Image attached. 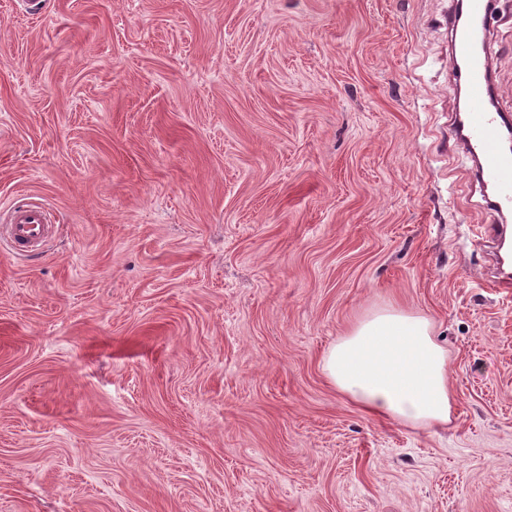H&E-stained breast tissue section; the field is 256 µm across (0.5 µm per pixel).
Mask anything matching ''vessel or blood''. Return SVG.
<instances>
[{
    "label": "vessel or blood",
    "mask_w": 512,
    "mask_h": 512,
    "mask_svg": "<svg viewBox=\"0 0 512 512\" xmlns=\"http://www.w3.org/2000/svg\"><path fill=\"white\" fill-rule=\"evenodd\" d=\"M496 0H464L463 11L448 14V68L463 91L465 108L456 112L452 131L466 151L474 153L477 179L491 191L490 210L512 215V150L503 146L506 117L488 104L492 64L485 47L488 20ZM49 213L28 204L9 211L0 235L16 254L40 249L52 233Z\"/></svg>",
    "instance_id": "1"
}]
</instances>
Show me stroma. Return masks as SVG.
<instances>
[{"label": "stroma", "mask_w": 512, "mask_h": 512, "mask_svg": "<svg viewBox=\"0 0 512 512\" xmlns=\"http://www.w3.org/2000/svg\"><path fill=\"white\" fill-rule=\"evenodd\" d=\"M451 0H0V512H512V294L457 109ZM512 114V0L490 26ZM394 303L445 426L328 347ZM49 213L39 205L28 204L13 207L9 211L6 224L1 226V234L18 255L40 249L52 233ZM487 240L492 244L494 248V258L496 264V274L492 280L496 288H500L503 291H512V269L508 270L504 267L501 256V246L508 237L512 238V226L510 224H493L491 226L490 234H486ZM322 365L336 390L372 417L448 425V351L425 315L393 304L371 311L331 344Z\"/></svg>", "instance_id": "obj_1"}]
</instances>
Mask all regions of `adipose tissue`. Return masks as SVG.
Returning <instances> with one entry per match:
<instances>
[{
  "label": "adipose tissue",
  "instance_id": "ef3b65f1",
  "mask_svg": "<svg viewBox=\"0 0 512 512\" xmlns=\"http://www.w3.org/2000/svg\"><path fill=\"white\" fill-rule=\"evenodd\" d=\"M329 382L368 415L412 426L447 424L448 353L425 316L395 305L357 319L327 349Z\"/></svg>",
  "mask_w": 512,
  "mask_h": 512
}]
</instances>
